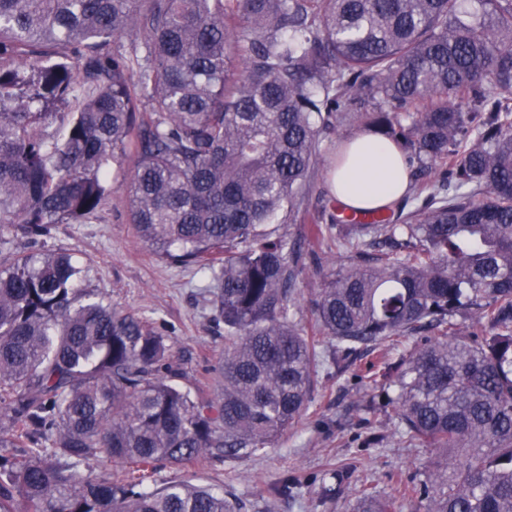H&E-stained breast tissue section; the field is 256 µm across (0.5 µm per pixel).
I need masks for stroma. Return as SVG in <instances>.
<instances>
[{"instance_id": "1", "label": "stroma", "mask_w": 512, "mask_h": 512, "mask_svg": "<svg viewBox=\"0 0 512 512\" xmlns=\"http://www.w3.org/2000/svg\"><path fill=\"white\" fill-rule=\"evenodd\" d=\"M354 131L346 121L323 133L300 211L280 227L308 254L290 308L295 322L308 329L313 326L309 300L321 288L324 273L338 267L342 256L335 236H325L313 246L307 231L332 194L336 149ZM43 242L45 249L70 253L86 265L88 288L114 308L166 328L172 360L181 371L179 385L205 397L215 395L219 382L213 369L224 355V328L214 320L207 274L196 265L167 263L139 239L129 221L123 187L113 185L112 198L97 220L52 225ZM371 358L361 350L350 369H330L315 388L306 414L267 453L226 463L167 466L153 475L152 486L175 480L209 485L244 502L245 512H351L366 485L380 496L395 495L392 475L422 472L432 452L395 434L396 410L388 390L364 376ZM374 430L384 434V441L366 445ZM286 479L295 482L287 496L279 492Z\"/></svg>"}]
</instances>
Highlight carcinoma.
I'll use <instances>...</instances> for the list:
<instances>
[{
    "label": "carcinoma",
    "instance_id": "obj_1",
    "mask_svg": "<svg viewBox=\"0 0 512 512\" xmlns=\"http://www.w3.org/2000/svg\"><path fill=\"white\" fill-rule=\"evenodd\" d=\"M344 120L400 146L423 199L402 224L312 228L346 253L311 299L328 357L289 317L305 254L271 225ZM130 156L139 238L208 273L215 399L174 383L167 336L40 248L97 218ZM462 311L481 326L466 339ZM362 346L399 432L436 453L399 498L512 512V0H0V512H243L148 480L263 454ZM105 457L125 468L95 473ZM397 499L364 486L353 512Z\"/></svg>",
    "mask_w": 512,
    "mask_h": 512
}]
</instances>
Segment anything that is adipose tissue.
<instances>
[{
  "mask_svg": "<svg viewBox=\"0 0 512 512\" xmlns=\"http://www.w3.org/2000/svg\"><path fill=\"white\" fill-rule=\"evenodd\" d=\"M332 175L331 189L350 211L392 209L406 194L409 176L403 153L393 142L369 132L347 138Z\"/></svg>",
  "mask_w": 512,
  "mask_h": 512,
  "instance_id": "1",
  "label": "adipose tissue"
}]
</instances>
